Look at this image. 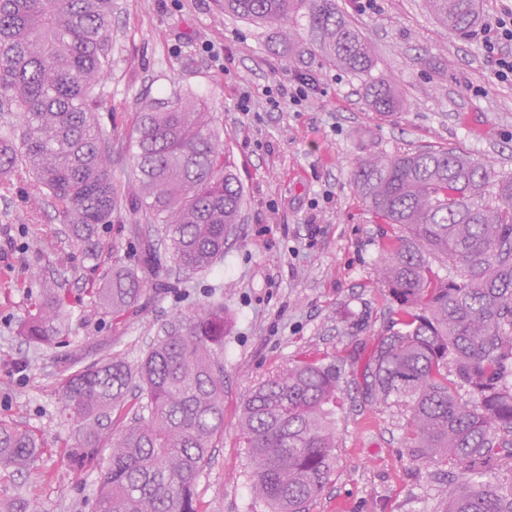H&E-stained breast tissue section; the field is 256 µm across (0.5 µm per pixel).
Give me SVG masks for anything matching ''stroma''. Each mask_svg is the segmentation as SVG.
Wrapping results in <instances>:
<instances>
[{
  "label": "stroma",
  "mask_w": 512,
  "mask_h": 512,
  "mask_svg": "<svg viewBox=\"0 0 512 512\" xmlns=\"http://www.w3.org/2000/svg\"><path fill=\"white\" fill-rule=\"evenodd\" d=\"M343 18L373 49V67L355 74L324 54L289 51L268 27L225 13L224 0H112V51L97 90V112L112 136V182L120 204L99 234L101 253L73 246L50 197L28 175L0 177V419L44 442L37 464L0 469V499L38 498L42 512H91L97 472L69 456L76 426L62 411L61 387L74 358L109 351L136 362L161 326L211 296L231 321L224 337V433L196 485L201 512H267L247 477L238 415L259 382L296 361L327 359L341 370L333 474L310 512H441L447 462L422 467L406 446L409 412L373 408L361 369L391 324L393 305L375 277L389 225L376 223L350 169L358 159L422 148H457L495 171L512 173V83L493 77L483 24L512 0H480L481 26L448 34L426 0H374L368 12L336 0ZM311 74L306 103L271 109L267 90L280 70ZM388 78L406 102L383 115L366 97ZM249 91L250 109L237 108ZM174 95L197 101L224 130V150L244 189L239 224L224 259L189 274L164 266L165 293L121 320L82 295L113 261L139 265L128 227L135 221L131 159L138 112ZM76 302L70 344L30 345L19 336L44 281Z\"/></svg>",
  "instance_id": "1"
}]
</instances>
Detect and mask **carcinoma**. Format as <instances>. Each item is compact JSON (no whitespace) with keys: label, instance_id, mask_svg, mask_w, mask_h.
Here are the masks:
<instances>
[{"label":"carcinoma","instance_id":"carcinoma-1","mask_svg":"<svg viewBox=\"0 0 512 512\" xmlns=\"http://www.w3.org/2000/svg\"><path fill=\"white\" fill-rule=\"evenodd\" d=\"M303 8L337 67L371 69L370 45L336 0H224V11L276 30L301 54L292 23ZM428 8L456 36L479 18L478 0H428ZM111 48L112 0H0V112L20 123V143L0 140V176L25 170L59 203L71 237L90 256L119 205L112 137L94 112ZM368 97L384 115L406 107L384 77ZM128 152L139 202L128 232L143 243V262H115L85 290L114 317L143 305L146 278L162 268L158 247L186 272L221 261L244 203L214 117L181 96L143 107ZM351 179L378 221L398 229L383 242L377 267L396 318L364 364L365 397L409 406L414 461L452 465L444 512H512V489L492 476L498 460L512 458V174L454 148H428L360 159ZM434 259L446 271L433 269ZM70 306L67 294L45 284L21 335L37 345L69 344ZM226 331L224 301L213 296L163 324L137 363L108 352L65 376L63 411L79 427L77 467L110 448L94 512H198L196 482L224 432ZM338 382L336 363L300 361L246 395L240 428L248 479L270 512H308L328 483ZM134 389L142 414L107 435L103 419ZM42 448L33 431L0 422V468L30 469ZM0 512L39 510L36 500L17 499L0 501Z\"/></svg>","mask_w":512,"mask_h":512}]
</instances>
